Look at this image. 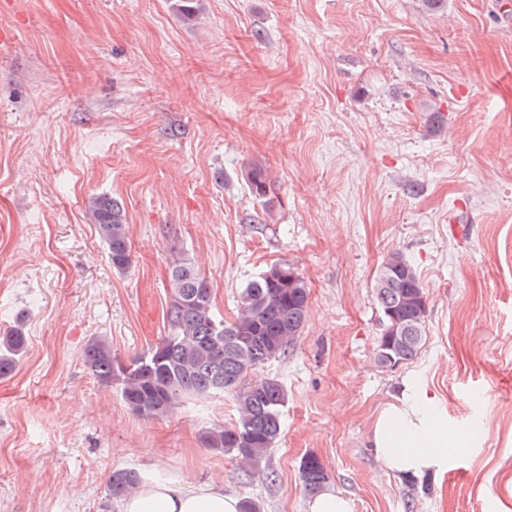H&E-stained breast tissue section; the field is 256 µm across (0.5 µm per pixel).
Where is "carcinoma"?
<instances>
[{"mask_svg":"<svg viewBox=\"0 0 512 512\" xmlns=\"http://www.w3.org/2000/svg\"><path fill=\"white\" fill-rule=\"evenodd\" d=\"M173 8L182 20L192 21L199 0H173ZM246 185L257 198L269 192L267 176L258 166L247 172ZM88 214L108 249L112 269L127 271L131 257L123 204L97 196L89 201ZM170 280L169 336L127 362L112 354L106 339L92 338L84 347V365L99 383L118 387L126 406L146 418L169 412L184 396L231 394L237 412L234 423L207 430L203 443L263 473L281 433L287 395L279 380L257 377L255 372L286 356L300 335L309 313L308 284L290 264L274 265L246 283L236 317L226 322L213 309L212 285L194 266L174 262ZM373 288L381 314L378 363L393 368L414 360L424 343L428 313L420 275L394 251L383 260ZM25 348L18 326L0 336V377L14 371ZM300 474L311 494L329 482L328 471L314 454L301 460ZM141 481L133 469L117 470L108 482L107 497L121 498Z\"/></svg>","mask_w":512,"mask_h":512,"instance_id":"cac0c4a2","label":"carcinoma"}]
</instances>
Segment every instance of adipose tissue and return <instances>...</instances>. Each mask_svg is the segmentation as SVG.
Returning a JSON list of instances; mask_svg holds the SVG:
<instances>
[{"label":"adipose tissue","mask_w":512,"mask_h":512,"mask_svg":"<svg viewBox=\"0 0 512 512\" xmlns=\"http://www.w3.org/2000/svg\"><path fill=\"white\" fill-rule=\"evenodd\" d=\"M399 404L376 419L372 444L386 469L397 476H418L447 468L460 441L435 403L413 387H404ZM120 512H240L239 497L223 485L204 481L184 487L178 481H153L138 487L120 504Z\"/></svg>","instance_id":"ef3b65f1"}]
</instances>
